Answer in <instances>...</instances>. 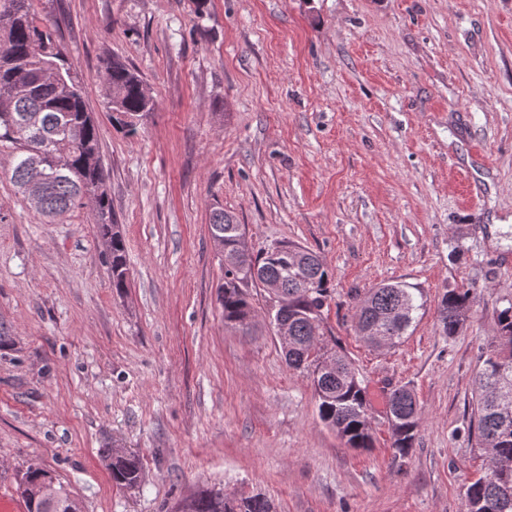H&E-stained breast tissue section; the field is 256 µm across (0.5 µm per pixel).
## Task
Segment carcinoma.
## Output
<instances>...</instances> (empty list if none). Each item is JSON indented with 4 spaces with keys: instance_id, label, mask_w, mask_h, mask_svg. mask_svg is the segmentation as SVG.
<instances>
[{
    "instance_id": "obj_1",
    "label": "carcinoma",
    "mask_w": 512,
    "mask_h": 512,
    "mask_svg": "<svg viewBox=\"0 0 512 512\" xmlns=\"http://www.w3.org/2000/svg\"><path fill=\"white\" fill-rule=\"evenodd\" d=\"M107 109L112 124L126 129L154 109L141 75L120 61L106 67ZM0 141L16 146L11 180L36 212L54 218L88 197L98 234L109 250L107 263L112 288L128 287L126 246L112 219L97 124L89 112L71 66L53 43L49 30L32 16L29 0H0ZM211 236L218 249L239 252V225L232 214L216 209L210 218ZM256 270L257 286L264 280L281 282L287 308L271 321L288 320L290 339L282 348L288 368L312 377L319 417L346 447H374L367 388L349 357L333 348L315 347L322 333V314L330 297L329 274L314 252L291 242L276 249L248 252L238 269L224 268L219 301L224 327L247 329L254 308L243 280ZM420 289L403 282L381 283L354 307L356 332L368 346H395L408 332L423 306ZM469 290L447 291L440 301L443 334L453 337L469 320ZM474 381L470 434L486 454L482 474L464 487L466 512H512V301L498 314L496 336L484 344ZM391 448L398 457L410 453L421 425L413 391L400 386L388 399ZM112 483L120 489L142 481L139 458L123 448L108 455ZM51 481L40 467L29 466L17 482L26 512H44L42 490ZM58 512H81L80 500L64 486L57 487ZM183 512H273L260 495L229 500L218 491L203 489L186 501Z\"/></svg>"
}]
</instances>
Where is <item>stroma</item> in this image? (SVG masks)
<instances>
[{
    "instance_id": "stroma-1",
    "label": "stroma",
    "mask_w": 512,
    "mask_h": 512,
    "mask_svg": "<svg viewBox=\"0 0 512 512\" xmlns=\"http://www.w3.org/2000/svg\"><path fill=\"white\" fill-rule=\"evenodd\" d=\"M99 127L129 286L112 288L83 205L39 215L0 143V512H26L36 465L83 512H174L209 488L275 512H464L483 463L469 437L481 348L512 300V0H31ZM135 68L155 109L108 119L105 68ZM236 215L258 252L291 240L330 273L326 344L368 391L374 446H344L310 378L288 369L249 288V332L225 328L209 230ZM422 288L400 343L374 350L354 306L378 284ZM471 289L444 336V292ZM406 385L415 446H390ZM141 462L113 486L106 448ZM389 414L394 422L391 426V448L395 457H404L410 453L415 444L416 435L421 425L415 395L407 386L393 389L388 399Z\"/></svg>"
}]
</instances>
